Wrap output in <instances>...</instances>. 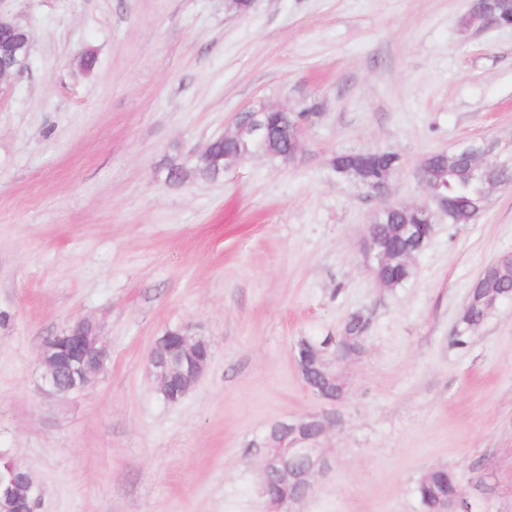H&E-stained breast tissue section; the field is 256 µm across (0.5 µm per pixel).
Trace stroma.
<instances>
[{"label":"stroma","instance_id":"obj_1","mask_svg":"<svg viewBox=\"0 0 512 512\" xmlns=\"http://www.w3.org/2000/svg\"><path fill=\"white\" fill-rule=\"evenodd\" d=\"M470 3L0 0L31 37L0 79V455L33 475L36 512H272L251 442L308 415L334 420L331 453L291 512H423L418 480L442 466L473 512H512V301L452 343L471 283L512 254V187L474 223L436 219L398 287L361 255L378 211L426 202L430 152H512V28L463 27ZM308 98L322 116L294 163L167 181L256 101ZM377 149L404 160L389 195L327 166ZM361 310L347 397L316 399L297 342ZM82 317L111 360L50 395L38 351ZM174 329L212 357L170 404L148 356Z\"/></svg>","mask_w":512,"mask_h":512}]
</instances>
